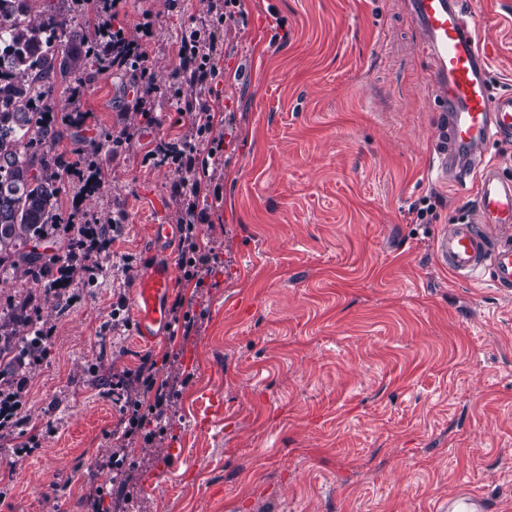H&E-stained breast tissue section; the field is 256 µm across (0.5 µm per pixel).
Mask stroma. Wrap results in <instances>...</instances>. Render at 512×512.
Masks as SVG:
<instances>
[{"mask_svg":"<svg viewBox=\"0 0 512 512\" xmlns=\"http://www.w3.org/2000/svg\"><path fill=\"white\" fill-rule=\"evenodd\" d=\"M210 5L123 0L126 36L153 23L154 108L133 111L132 73L104 68L81 88L87 128H62L68 151L89 150L92 131L106 142L100 190L63 176V212L122 231L95 287H67V318L36 280L0 282V304L37 296L55 329L24 408L41 449L21 459L0 437V475L13 476L0 512H90L89 489L112 486L92 462L121 416L99 375L171 358L190 376L178 414L129 448L130 495L107 497L109 512H436L464 491L512 512V298L436 260L473 192L429 172L439 115L404 0H242L246 27L215 31L225 55L207 101L224 180L197 229L223 251L203 290L173 288L201 329L141 346L134 324L108 323L146 252L177 257L178 239L150 235L174 221L177 175L142 157L186 129L175 51ZM475 10L492 87L512 91V0ZM123 130L133 141L113 154Z\"/></svg>","mask_w":512,"mask_h":512,"instance_id":"35a3bbf8","label":"stroma"}]
</instances>
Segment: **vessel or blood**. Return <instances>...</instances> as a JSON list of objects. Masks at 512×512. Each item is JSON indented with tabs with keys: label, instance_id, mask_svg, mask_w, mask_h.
<instances>
[{
	"label": "vessel or blood",
	"instance_id": "vessel-or-blood-1",
	"mask_svg": "<svg viewBox=\"0 0 512 512\" xmlns=\"http://www.w3.org/2000/svg\"><path fill=\"white\" fill-rule=\"evenodd\" d=\"M423 53L429 90L443 122L432 169L438 177L472 182V215L445 226L435 240L439 264L456 277L488 276L512 290V178L488 158L494 143L512 138V92L493 93L489 59L474 31L472 0H407ZM171 264L147 256L134 284L133 312L139 342L169 331Z\"/></svg>",
	"mask_w": 512,
	"mask_h": 512
}]
</instances>
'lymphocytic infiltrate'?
<instances>
[{"label":"lymphocytic infiltrate","instance_id":"1","mask_svg":"<svg viewBox=\"0 0 512 512\" xmlns=\"http://www.w3.org/2000/svg\"><path fill=\"white\" fill-rule=\"evenodd\" d=\"M211 11L210 26L186 27L177 50V75L188 76L192 90L201 92L210 89L218 76L223 54L215 40L213 26L224 24L237 28L247 23L241 0H212ZM141 31L142 39L116 43L106 58L112 70L134 71L133 109L148 112L153 108L157 92L145 43L146 38L152 35L151 23H143ZM190 117L186 134L178 141L147 151L143 161L147 164L157 159L169 162L178 175L173 185V194L181 202L176 219L180 232L178 265L185 281L196 282L201 287L218 263L219 254L215 246L199 241L196 227L209 220L208 211L201 208L200 202L208 198L212 184L223 175L221 167L208 164L209 157L221 151L223 144L210 136L214 115L207 102H200ZM108 226V220L103 218L92 224L66 225L64 238L79 241V257L84 265L94 266L96 258L115 242L116 236L109 233ZM36 366L35 360L23 355L0 367V432H21L22 441L15 450L21 458L39 449L41 440L39 435L26 432L24 407L14 402L13 394L30 385ZM179 375V369L163 373L155 364L145 363L135 371L113 376L112 395L123 408L121 423L124 430L117 447L104 448L98 460L99 466L125 473L129 466L128 445L142 436L148 427L163 426L175 417Z\"/></svg>","mask_w":512,"mask_h":512}]
</instances>
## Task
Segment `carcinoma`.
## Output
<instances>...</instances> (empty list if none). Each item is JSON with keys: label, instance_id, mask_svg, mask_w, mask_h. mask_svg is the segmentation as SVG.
I'll list each match as a JSON object with an SVG mask.
<instances>
[{"label": "carcinoma", "instance_id": "cac0c4a2", "mask_svg": "<svg viewBox=\"0 0 512 512\" xmlns=\"http://www.w3.org/2000/svg\"><path fill=\"white\" fill-rule=\"evenodd\" d=\"M99 0H82L80 16L30 0H0V274L34 277L51 263L29 244L63 223L66 163L92 167L95 153L60 150L57 85L95 78L99 60L82 47L95 41ZM15 306L0 319L1 336H23L27 318Z\"/></svg>", "mask_w": 512, "mask_h": 512}]
</instances>
